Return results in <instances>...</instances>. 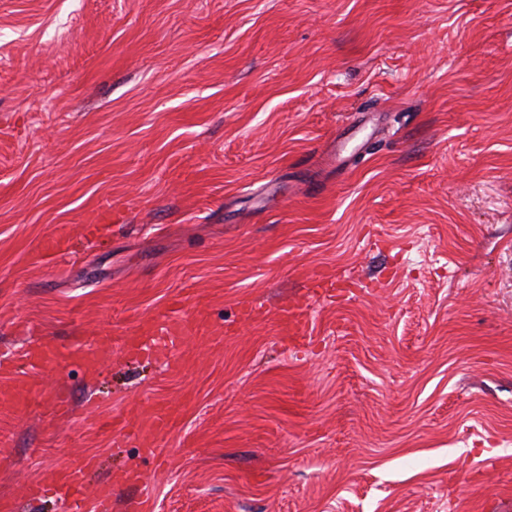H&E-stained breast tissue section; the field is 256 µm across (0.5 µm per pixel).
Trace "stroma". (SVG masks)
<instances>
[{
    "instance_id": "35a3bbf8",
    "label": "stroma",
    "mask_w": 512,
    "mask_h": 512,
    "mask_svg": "<svg viewBox=\"0 0 512 512\" xmlns=\"http://www.w3.org/2000/svg\"><path fill=\"white\" fill-rule=\"evenodd\" d=\"M176 298L228 330L187 371L0 404V501L82 453L144 472L115 512H512V0H0V351ZM159 401L161 465L96 431ZM308 317L302 309L284 307L278 313L280 333L303 336L308 332Z\"/></svg>"
}]
</instances>
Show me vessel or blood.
<instances>
[{
  "label": "vessel or blood",
  "instance_id": "vessel-or-blood-1",
  "mask_svg": "<svg viewBox=\"0 0 512 512\" xmlns=\"http://www.w3.org/2000/svg\"><path fill=\"white\" fill-rule=\"evenodd\" d=\"M173 316L165 322L141 321L137 330L121 337L123 351L130 355L143 353L164 358L168 368L184 370V362L169 359V346L203 332L212 331L213 326L205 312H197L193 319L180 318L179 302H172ZM282 335L302 336L308 331V318L298 308H283L278 313ZM106 343L94 345L78 344L69 349L61 348L54 341L40 340L28 343L16 350L0 353V375L10 374L11 380L0 389V399L18 406L29 405L33 398L38 376L46 368L56 365H74L86 375H94L106 360ZM179 419V408L169 403L154 404L147 422H140L130 414L115 420H104L99 424L102 433L122 434L125 439L138 440L142 444L140 454L152 460L160 450L154 447L156 439L166 436ZM90 457L73 455L63 468L53 470L45 477L31 481L25 488L28 501L38 502L46 496H55L64 503L66 512H112V484L103 482L94 492H86L84 477L91 469Z\"/></svg>",
  "mask_w": 512,
  "mask_h": 512
}]
</instances>
